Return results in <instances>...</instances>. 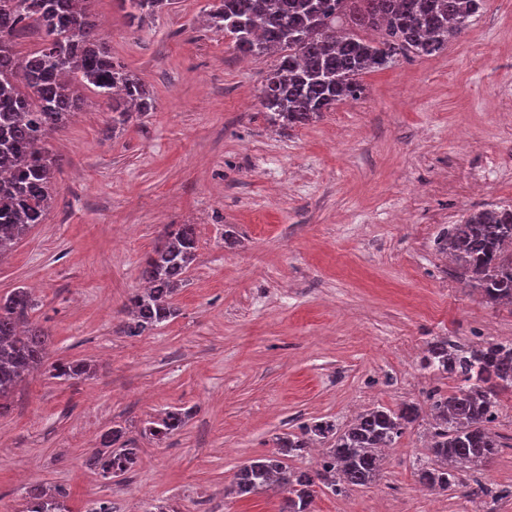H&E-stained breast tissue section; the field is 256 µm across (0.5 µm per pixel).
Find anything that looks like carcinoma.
<instances>
[{"mask_svg": "<svg viewBox=\"0 0 512 512\" xmlns=\"http://www.w3.org/2000/svg\"><path fill=\"white\" fill-rule=\"evenodd\" d=\"M210 24L232 35L236 50L253 58L278 55L266 78L260 104L269 123L302 126L342 100H356L363 88L357 77L399 56H433L462 33L485 0H218ZM129 24L143 26L169 0H120ZM42 35L41 47L27 55L15 49L29 30ZM363 30L379 31L372 41ZM92 85L107 96L122 118L153 108L145 86L112 60L109 41L92 9V0H0V257L30 229L43 222L53 198L56 158L45 148L49 136L82 110L81 87ZM512 208L478 210L454 224L438 240L454 259L467 284L489 305L512 302ZM195 225L172 224L144 259L140 276L147 290L128 298L120 332L141 336L179 312L172 298L197 258ZM36 303L25 288L0 296V415L9 399L43 361L49 335L30 320ZM423 367L459 378L451 396L437 394L428 453L416 467L420 484L446 491L462 472L494 459L505 447L491 432L498 394L512 388V341H488L475 348L433 343ZM54 377L90 376L81 362H61ZM419 417L413 404L375 407L344 429L329 421L284 432L277 451L240 465L231 491L251 498L275 488L283 493L279 512H313L316 489L341 495L376 484L383 457ZM186 413L173 409L144 433L166 438L185 425ZM331 437L314 470H295L285 456H300L308 440ZM139 462L135 440L120 428L105 433L101 449L87 465L105 477L124 475ZM472 494L482 512L512 489L493 492L475 480ZM66 491L39 485L25 490L26 512H70Z\"/></svg>", "mask_w": 512, "mask_h": 512, "instance_id": "carcinoma-1", "label": "carcinoma"}]
</instances>
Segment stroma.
Here are the masks:
<instances>
[{"label":"stroma","instance_id":"1","mask_svg":"<svg viewBox=\"0 0 512 512\" xmlns=\"http://www.w3.org/2000/svg\"><path fill=\"white\" fill-rule=\"evenodd\" d=\"M215 0H172L143 28L94 0L112 58L154 100L112 124L107 98L48 140L54 202L0 261V295L31 291L50 335L47 364L0 416V512H24L40 483L146 512H278L281 497L227 495L237 467L276 435L315 420L409 403L420 417L389 449L375 486L317 492L314 512H474L471 473L450 491L414 474L427 453L432 392L459 379L424 369L431 342L512 339V307L490 306L441 256L438 237L476 209L512 202V0H486L440 53L359 77L360 98L309 124L270 125L259 93L277 63L244 66L210 27ZM171 224H192L198 255L177 318L121 334L140 266ZM81 360L80 381L52 363ZM192 410L165 440L147 421ZM138 441L135 471L105 478L85 459L102 434Z\"/></svg>","mask_w":512,"mask_h":512}]
</instances>
